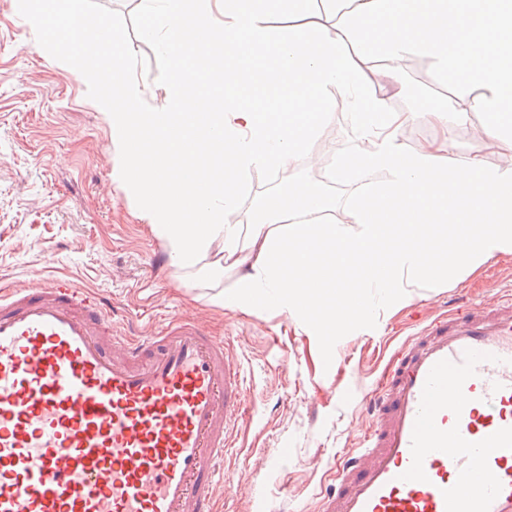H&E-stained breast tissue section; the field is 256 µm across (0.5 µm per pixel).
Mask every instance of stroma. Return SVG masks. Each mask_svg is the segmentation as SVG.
Segmentation results:
<instances>
[{
  "instance_id": "stroma-1",
  "label": "stroma",
  "mask_w": 512,
  "mask_h": 512,
  "mask_svg": "<svg viewBox=\"0 0 512 512\" xmlns=\"http://www.w3.org/2000/svg\"><path fill=\"white\" fill-rule=\"evenodd\" d=\"M12 2L0 0V287L68 277L123 308L141 334L164 319H188L223 337L240 362L247 410L224 459L218 512H315L336 477L337 455L369 426L364 401L390 353L420 320L460 298L490 303L494 288H512V253L421 284L406 300L379 302L362 325L328 340L293 311L216 305L215 294L234 291L236 272L225 270L217 281L203 265L188 271L156 263L165 245L141 219L136 196L112 181L109 127L90 77L74 61L48 59L43 34ZM136 2L88 0L125 50L143 106L158 108L165 62L139 36ZM401 80L402 92L388 95L395 110L443 108L453 93L451 78L433 65L403 66ZM348 110L337 99L333 119L293 170H250L234 221L249 224L261 198L295 181L319 188L337 221L351 224L354 194L388 175L327 181L329 167L353 145Z\"/></svg>"
}]
</instances>
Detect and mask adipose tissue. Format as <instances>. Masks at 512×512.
I'll return each instance as SVG.
<instances>
[{"label": "adipose tissue", "mask_w": 512, "mask_h": 512, "mask_svg": "<svg viewBox=\"0 0 512 512\" xmlns=\"http://www.w3.org/2000/svg\"><path fill=\"white\" fill-rule=\"evenodd\" d=\"M144 38L166 60L159 109L140 103L124 51L87 0H14L44 49L76 59L94 80L111 130L112 180L136 195L140 217L175 264L239 269L232 305L272 300L306 316L320 336L363 322L405 282L451 279L512 253V0H141ZM287 13L273 35L268 15ZM417 52L449 70L453 105L429 112L442 134L407 149L415 115L391 110L373 77L393 85ZM353 101L356 138L342 176L389 179L356 196L351 232L319 190L290 183L256 210L248 232L230 217L250 169H293L337 98ZM485 117L467 162L453 132ZM506 157L487 166L484 147Z\"/></svg>", "instance_id": "obj_1"}]
</instances>
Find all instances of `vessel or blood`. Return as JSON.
<instances>
[{"mask_svg":"<svg viewBox=\"0 0 512 512\" xmlns=\"http://www.w3.org/2000/svg\"><path fill=\"white\" fill-rule=\"evenodd\" d=\"M56 277L0 292V512H212L244 412L223 339L127 335ZM317 512H512V292L395 352Z\"/></svg>","mask_w":512,"mask_h":512,"instance_id":"vessel-or-blood-1","label":"vessel or blood"}]
</instances>
